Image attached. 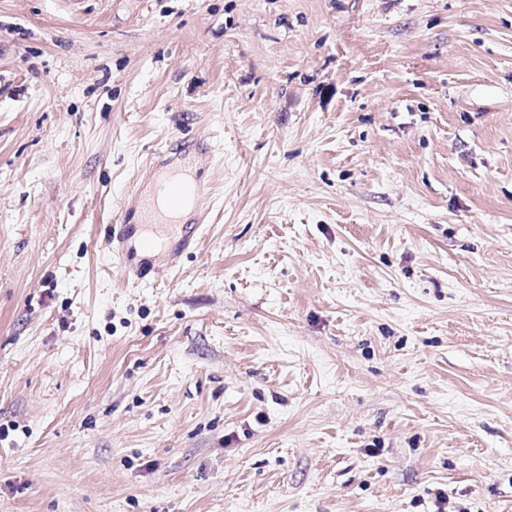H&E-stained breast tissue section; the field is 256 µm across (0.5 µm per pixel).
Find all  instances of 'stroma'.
<instances>
[{
	"mask_svg": "<svg viewBox=\"0 0 512 512\" xmlns=\"http://www.w3.org/2000/svg\"><path fill=\"white\" fill-rule=\"evenodd\" d=\"M0 512H512V0H0ZM179 180H164L163 183H156L154 194H162L167 197L178 209L186 199L191 196L193 213H199L207 200L209 188L193 175L192 166H188L180 173ZM135 200L139 203V210L145 209L146 220L143 224H154L160 228L159 232L147 236L138 245L132 246L133 224H129V212H125L115 223L108 226L107 242L110 249L121 261L124 271L138 279H143L153 272L156 267L166 270L174 269L182 254L189 248L191 240L180 234L178 219L163 215L156 207L155 198L145 202L142 195L137 194ZM137 249L143 256L138 263H133L132 251ZM159 256L160 259H155ZM166 258V263L159 265L160 260ZM145 267H149L146 273Z\"/></svg>",
	"mask_w": 512,
	"mask_h": 512,
	"instance_id": "35a3bbf8",
	"label": "stroma"
}]
</instances>
